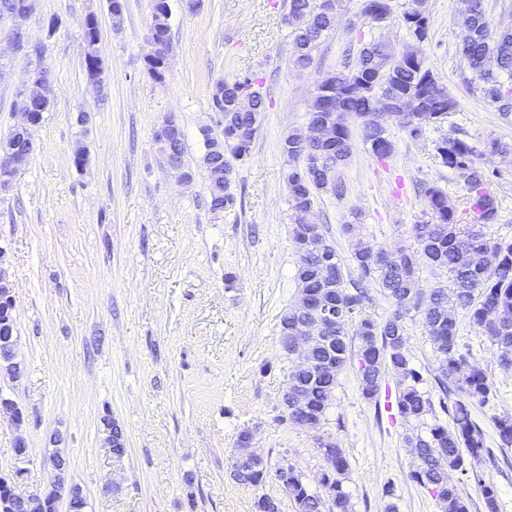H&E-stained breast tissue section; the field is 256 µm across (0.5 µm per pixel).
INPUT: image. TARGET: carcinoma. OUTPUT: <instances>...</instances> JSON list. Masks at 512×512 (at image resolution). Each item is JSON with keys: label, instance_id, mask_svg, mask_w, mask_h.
Returning <instances> with one entry per match:
<instances>
[{"label": "carcinoma", "instance_id": "1", "mask_svg": "<svg viewBox=\"0 0 512 512\" xmlns=\"http://www.w3.org/2000/svg\"><path fill=\"white\" fill-rule=\"evenodd\" d=\"M422 0H408L397 11L393 0H362L358 19L376 25L383 16L396 17L410 37L421 33L429 39L430 20L421 8ZM463 34L458 49L467 60L482 99L505 114L512 112V24L492 29L484 0H462ZM150 38H170L168 0H153ZM285 20L292 26L293 65L306 69L313 62V52L320 45L317 37H326L336 26V13L324 7L323 0H289ZM84 68L92 76L102 58L98 43V23L82 35ZM391 49L377 40L360 42L357 61L331 73V90L340 95L331 111L311 112L315 121L331 124L336 139L323 145L307 141L304 132L294 129L282 141V153L292 167L286 176L288 204L292 211L291 240L298 252L295 273L298 301L312 302L336 311L334 342L327 346L313 343L306 356L298 361L287 356L294 369L288 376V409L282 418L290 424L316 429L331 407L339 374L347 362L357 363L362 396L377 399L384 377H398L395 409L406 421L421 422L428 415L434 422L425 430L406 437L414 448L417 465L410 479L429 489L437 498L441 512H468L460 485L475 484L481 493L484 512H499L495 485L476 468L487 453L482 427L471 409L489 401L490 377L471 363V352L460 344L458 314L469 317L481 335L496 347L498 365L512 368V240H503L486 232L498 223L500 215L489 186L495 172L480 167L485 154L512 155V144L489 138L478 149L468 140L452 133L433 142V156L438 163L464 180L465 204L476 215L477 223L462 224L457 207L442 187L421 184L417 193L427 205V219L412 225L415 246L399 253L390 262L386 251L373 250L360 243L350 254L351 267L327 240L324 226L308 218V209L317 198L329 193L340 199L348 192L341 178L353 150L351 121L360 122L363 143L372 155L385 161L395 152V143L386 128V115L362 121L373 110L378 91L393 92L403 100L408 113L405 123L414 140L425 139L426 129L440 124L456 111L455 98L439 84L426 66L422 51L409 52L402 62L390 64ZM254 100V110L241 112L235 107L240 96ZM266 98L259 85L249 76H236L216 82L211 90V109L224 117V130L201 129L203 142L226 137L224 155L203 152L200 159L210 182L209 210L214 214L232 209L236 197L231 192L234 160L249 155L258 131V118L266 111ZM166 162L185 170V135L160 147ZM322 162L310 163L313 152ZM224 171V182L216 171ZM430 267L448 273V284L438 285L427 293L417 289L420 271ZM378 289L393 310L384 318L369 312L372 290ZM420 315L433 347L437 367L423 375L406 350L405 319ZM312 313L297 315V309L285 308L279 315L282 351H291L293 339L301 333ZM432 384L439 392L433 402L424 385ZM451 420L448 427L440 422L436 411ZM500 447H512V416L494 418ZM326 468L319 480L321 491H312L292 465L279 466L270 473L261 457L237 460L231 476L244 486H259L272 475L292 498L296 512H351L350 495L344 487L349 461L345 449L334 438L318 441ZM458 474L457 481L448 472Z\"/></svg>", "mask_w": 512, "mask_h": 512}]
</instances>
